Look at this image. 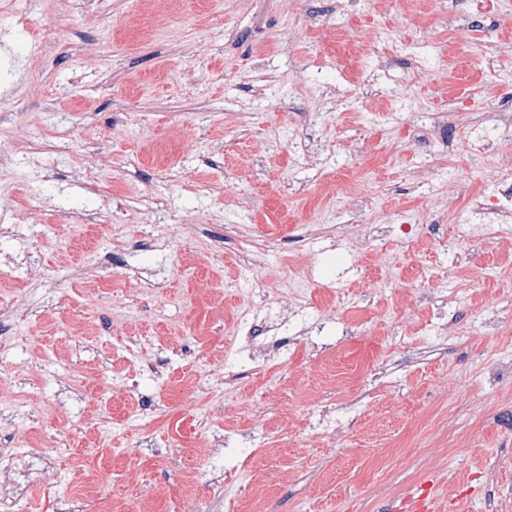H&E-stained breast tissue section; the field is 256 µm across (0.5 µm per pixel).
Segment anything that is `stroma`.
<instances>
[{
	"mask_svg": "<svg viewBox=\"0 0 512 512\" xmlns=\"http://www.w3.org/2000/svg\"><path fill=\"white\" fill-rule=\"evenodd\" d=\"M477 2L0 0V196L31 213L0 217V386L25 401L0 469L65 448L21 512L512 496V233L459 148L512 156V13L461 39Z\"/></svg>",
	"mask_w": 512,
	"mask_h": 512,
	"instance_id": "obj_1",
	"label": "stroma"
}]
</instances>
